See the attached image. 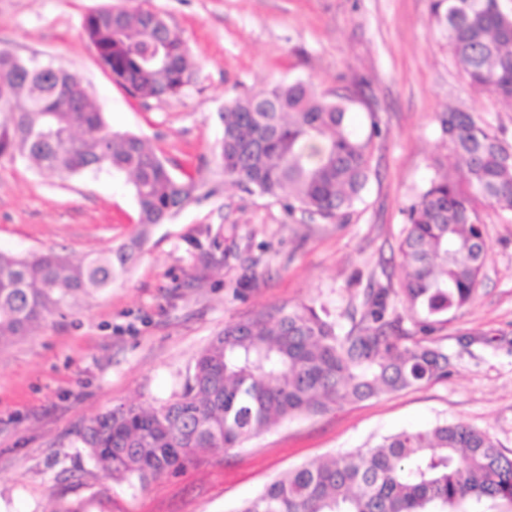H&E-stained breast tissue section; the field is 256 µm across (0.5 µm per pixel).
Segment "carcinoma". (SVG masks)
<instances>
[{"instance_id": "1", "label": "carcinoma", "mask_w": 512, "mask_h": 512, "mask_svg": "<svg viewBox=\"0 0 512 512\" xmlns=\"http://www.w3.org/2000/svg\"><path fill=\"white\" fill-rule=\"evenodd\" d=\"M431 11L469 85L512 100V4L432 0ZM83 33L112 80L142 101L177 97L190 84L188 48L160 14L100 8ZM352 97L329 99L304 80L276 83L224 107V176L333 220L359 198L371 169L376 122L364 133ZM0 159L51 174L102 170L130 177L139 234L73 263L55 252L0 251V340L104 291L125 275L150 226L196 199L200 181L141 137L111 129L80 76L0 49ZM449 153L407 214L399 287L367 288L340 333L325 309L302 305L224 325L197 356L182 392L157 408L120 406L78 432L115 479L158 478L198 449L236 448L270 427L348 401L448 377L432 339L441 318L472 298L487 245L478 207L512 212V153L473 113L440 117ZM401 303L416 334L403 332ZM512 499V456L486 432L439 422L369 448L303 464L272 479L236 512H456L465 498Z\"/></svg>"}]
</instances>
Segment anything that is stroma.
I'll list each match as a JSON object with an SVG mask.
<instances>
[{
    "instance_id": "stroma-1",
    "label": "stroma",
    "mask_w": 512,
    "mask_h": 512,
    "mask_svg": "<svg viewBox=\"0 0 512 512\" xmlns=\"http://www.w3.org/2000/svg\"><path fill=\"white\" fill-rule=\"evenodd\" d=\"M142 4L188 46L194 80L180 96L133 98L83 34L89 11ZM0 47L78 74L112 129L204 181L196 202L151 228L126 276L0 345V512H234L299 465L443 421L512 453V213L487 204L480 283L433 335L448 378L283 421L144 484L103 472L77 436L99 413L179 394L225 324L310 305L349 328L363 288L399 280L406 211L448 153L442 112H471L512 146V101L467 84L430 0H0ZM295 79L354 94L361 128L374 118L381 129L361 200L333 221L225 180L218 158L225 105ZM139 231L128 176L0 160V250L81 262Z\"/></svg>"
}]
</instances>
